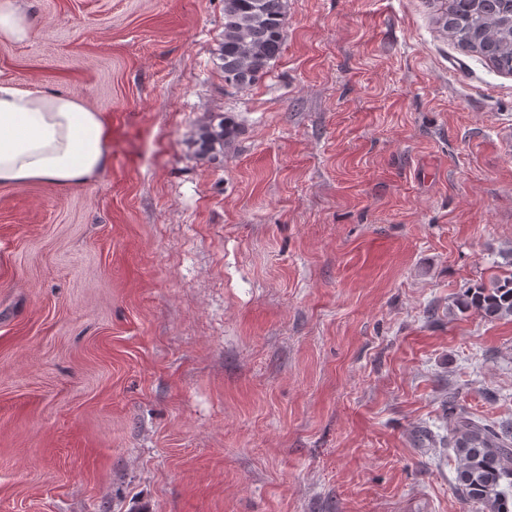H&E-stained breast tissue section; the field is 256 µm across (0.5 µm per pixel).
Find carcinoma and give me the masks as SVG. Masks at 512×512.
Returning <instances> with one entry per match:
<instances>
[{
    "mask_svg": "<svg viewBox=\"0 0 512 512\" xmlns=\"http://www.w3.org/2000/svg\"><path fill=\"white\" fill-rule=\"evenodd\" d=\"M288 0H224V38L219 48L224 84L246 87L266 74L285 40ZM495 10L472 0H451L443 27L461 48L488 59L499 71L512 72V48L502 20L512 13V0H494ZM235 137L226 118L199 131L197 152L224 155ZM465 306L489 319L512 316V276L486 290L466 295ZM448 447L458 460L455 487L481 512H512V426L487 424L462 410L448 414Z\"/></svg>",
    "mask_w": 512,
    "mask_h": 512,
    "instance_id": "carcinoma-1",
    "label": "carcinoma"
}]
</instances>
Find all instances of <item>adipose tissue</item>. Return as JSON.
Wrapping results in <instances>:
<instances>
[{"instance_id": "1", "label": "adipose tissue", "mask_w": 512, "mask_h": 512, "mask_svg": "<svg viewBox=\"0 0 512 512\" xmlns=\"http://www.w3.org/2000/svg\"><path fill=\"white\" fill-rule=\"evenodd\" d=\"M107 138L99 114L74 97L0 81V185L88 177L107 162Z\"/></svg>"}]
</instances>
